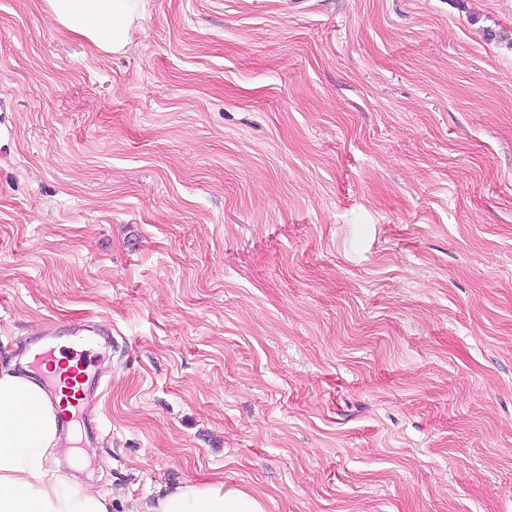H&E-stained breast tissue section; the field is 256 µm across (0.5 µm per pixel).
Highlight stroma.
<instances>
[{"instance_id": "stroma-1", "label": "stroma", "mask_w": 512, "mask_h": 512, "mask_svg": "<svg viewBox=\"0 0 512 512\" xmlns=\"http://www.w3.org/2000/svg\"><path fill=\"white\" fill-rule=\"evenodd\" d=\"M88 320L112 512H512V0H0V365ZM140 0H43L44 8L66 32L87 39L96 49L120 53L140 18ZM146 512H266L263 499L223 478L187 482L167 488L147 506Z\"/></svg>"}]
</instances>
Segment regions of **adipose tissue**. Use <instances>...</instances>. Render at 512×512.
Listing matches in <instances>:
<instances>
[{
  "label": "adipose tissue",
  "mask_w": 512,
  "mask_h": 512,
  "mask_svg": "<svg viewBox=\"0 0 512 512\" xmlns=\"http://www.w3.org/2000/svg\"><path fill=\"white\" fill-rule=\"evenodd\" d=\"M66 32L116 54L140 18V0H43ZM57 413L40 381L0 368V512H110V500L76 475L54 468ZM146 512H266L263 499L215 478L167 488Z\"/></svg>",
  "instance_id": "obj_1"
}]
</instances>
